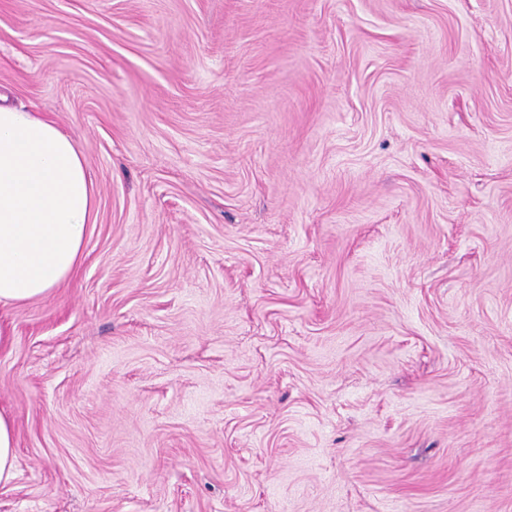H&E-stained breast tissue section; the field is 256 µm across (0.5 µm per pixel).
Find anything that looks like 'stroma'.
<instances>
[{
	"instance_id": "35a3bbf8",
	"label": "stroma",
	"mask_w": 512,
	"mask_h": 512,
	"mask_svg": "<svg viewBox=\"0 0 512 512\" xmlns=\"http://www.w3.org/2000/svg\"><path fill=\"white\" fill-rule=\"evenodd\" d=\"M84 156L0 307V512H512V0H0ZM16 436L13 419L0 411V483H9L16 473Z\"/></svg>"
}]
</instances>
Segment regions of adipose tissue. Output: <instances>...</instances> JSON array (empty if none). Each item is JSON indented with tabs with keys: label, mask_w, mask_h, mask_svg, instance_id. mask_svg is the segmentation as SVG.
I'll use <instances>...</instances> for the list:
<instances>
[{
	"label": "adipose tissue",
	"mask_w": 512,
	"mask_h": 512,
	"mask_svg": "<svg viewBox=\"0 0 512 512\" xmlns=\"http://www.w3.org/2000/svg\"><path fill=\"white\" fill-rule=\"evenodd\" d=\"M95 192L57 124L0 106V306L50 295L80 262Z\"/></svg>",
	"instance_id": "ef3b65f1"
}]
</instances>
